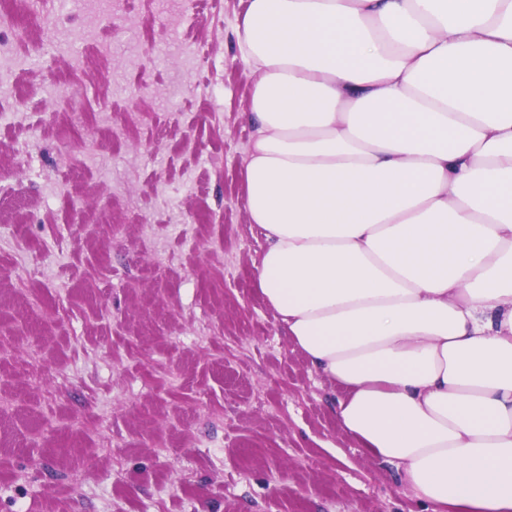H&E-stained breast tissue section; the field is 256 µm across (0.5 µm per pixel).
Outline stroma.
Segmentation results:
<instances>
[{
	"label": "stroma",
	"instance_id": "stroma-1",
	"mask_svg": "<svg viewBox=\"0 0 512 512\" xmlns=\"http://www.w3.org/2000/svg\"><path fill=\"white\" fill-rule=\"evenodd\" d=\"M1 11L0 512H423L254 285L241 0Z\"/></svg>",
	"mask_w": 512,
	"mask_h": 512
}]
</instances>
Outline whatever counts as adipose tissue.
I'll return each instance as SVG.
<instances>
[{
    "instance_id": "1",
    "label": "adipose tissue",
    "mask_w": 512,
    "mask_h": 512,
    "mask_svg": "<svg viewBox=\"0 0 512 512\" xmlns=\"http://www.w3.org/2000/svg\"><path fill=\"white\" fill-rule=\"evenodd\" d=\"M255 285L426 512H512V0H245Z\"/></svg>"
}]
</instances>
